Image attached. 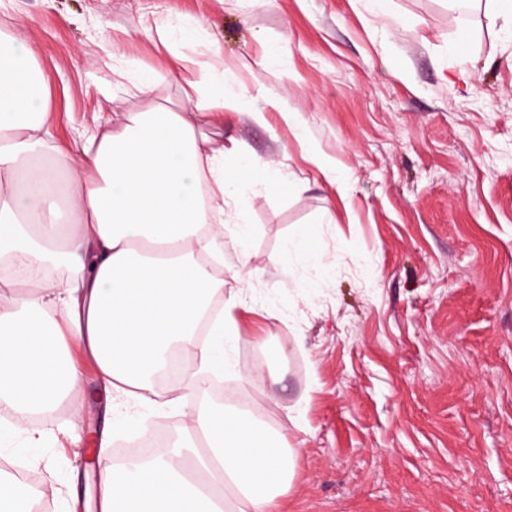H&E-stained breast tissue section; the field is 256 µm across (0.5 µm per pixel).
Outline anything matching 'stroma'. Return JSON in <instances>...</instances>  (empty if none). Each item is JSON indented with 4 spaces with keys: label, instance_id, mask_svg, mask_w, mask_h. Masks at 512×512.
<instances>
[{
    "label": "stroma",
    "instance_id": "stroma-1",
    "mask_svg": "<svg viewBox=\"0 0 512 512\" xmlns=\"http://www.w3.org/2000/svg\"><path fill=\"white\" fill-rule=\"evenodd\" d=\"M197 25L184 53L218 43L262 120L224 117V144L282 163L241 183L250 230L217 244L240 338L223 405L296 449L274 512H512V34L445 0H5L0 30L28 38L57 141L153 104L178 109L188 70L152 28ZM152 70L148 94H113L111 66ZM303 126L295 136L282 118ZM350 176L347 197L312 155ZM315 236L297 252L301 228ZM249 266H241L242 254ZM277 344L278 363L255 356ZM202 396L106 418L68 405L38 443L0 425V459L54 484L47 512H96L90 441L110 454L143 422L184 434Z\"/></svg>",
    "mask_w": 512,
    "mask_h": 512
}]
</instances>
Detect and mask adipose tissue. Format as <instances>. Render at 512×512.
Wrapping results in <instances>:
<instances>
[{
	"instance_id": "obj_1",
	"label": "adipose tissue",
	"mask_w": 512,
	"mask_h": 512,
	"mask_svg": "<svg viewBox=\"0 0 512 512\" xmlns=\"http://www.w3.org/2000/svg\"><path fill=\"white\" fill-rule=\"evenodd\" d=\"M220 53L197 62L180 111L126 113L64 150L29 40L0 32V411L17 430L63 402L82 418L65 337L95 362L116 408L155 404L152 375L175 344L188 360L168 392L189 400L217 365V342L238 339L241 300L200 256L244 221L233 168L264 186L283 171L208 134L228 113L262 117L256 93L218 67ZM54 266L67 277H52ZM186 435L170 454L131 465L114 464L100 438V512H270L293 477L292 449L249 415L202 407Z\"/></svg>"
}]
</instances>
